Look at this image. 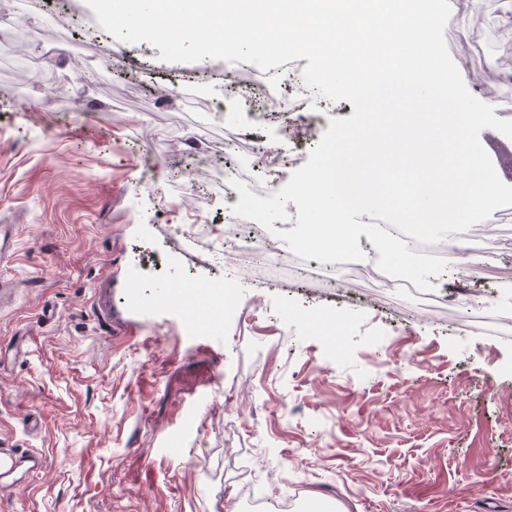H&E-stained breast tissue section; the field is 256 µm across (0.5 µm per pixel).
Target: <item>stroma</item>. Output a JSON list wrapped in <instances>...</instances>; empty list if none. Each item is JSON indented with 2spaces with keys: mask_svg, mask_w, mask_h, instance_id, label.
Listing matches in <instances>:
<instances>
[{
  "mask_svg": "<svg viewBox=\"0 0 512 512\" xmlns=\"http://www.w3.org/2000/svg\"><path fill=\"white\" fill-rule=\"evenodd\" d=\"M450 4L449 52L504 117L512 0ZM0 10V224L17 240L0 261V448L44 459L0 512H512V217L448 253L433 285L471 292L445 311L362 281L325 295L294 276L276 221L261 236L278 286L239 289L221 331L189 329L159 289L225 270L167 229L202 217L217 240L228 212L216 186L184 198L175 157L223 147L211 106L248 124L229 62L116 41L86 0Z\"/></svg>",
  "mask_w": 512,
  "mask_h": 512,
  "instance_id": "1",
  "label": "stroma"
}]
</instances>
